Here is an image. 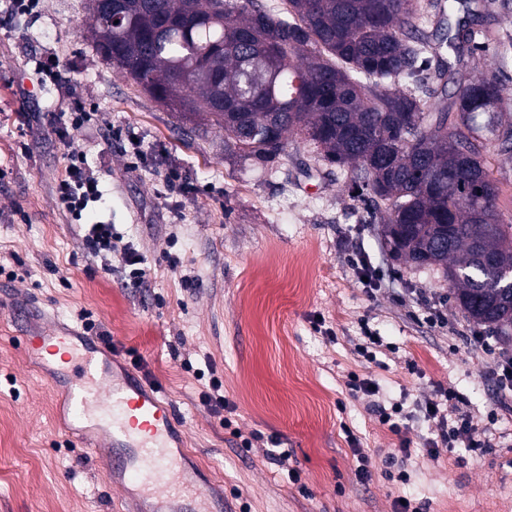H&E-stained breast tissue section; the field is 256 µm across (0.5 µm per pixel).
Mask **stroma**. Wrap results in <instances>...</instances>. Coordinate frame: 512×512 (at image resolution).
<instances>
[{"label":"stroma","mask_w":512,"mask_h":512,"mask_svg":"<svg viewBox=\"0 0 512 512\" xmlns=\"http://www.w3.org/2000/svg\"><path fill=\"white\" fill-rule=\"evenodd\" d=\"M484 3L494 20L478 23L452 69L472 78L493 66L512 121V0ZM87 16L88 0H42L36 17L0 25V512L130 510L105 448L62 431L64 394L22 345L52 324L79 326L83 312L118 360L168 397L186 467L214 480L225 512H395L401 498L419 512H512V397L497 375L512 346L469 320L440 275L389 256L343 170L296 135L261 164L225 149L223 130L193 132L96 54ZM50 58L67 86L38 83L35 67ZM78 103L88 122L60 137L54 115ZM72 150L101 191L78 222L57 199ZM171 169L185 195H167ZM95 222L117 231L106 263L82 246L80 224ZM129 250L143 259V282L125 272ZM359 258L376 290L364 287ZM368 331L383 340L372 359L359 351ZM207 362L236 406L235 428L264 435L249 449L200 401L193 371ZM353 373L403 404L407 482L382 475L399 439L367 399L349 397ZM441 388L486 429L490 449L427 459L437 426L425 404ZM269 435L282 461L267 459ZM361 453L375 465L366 483L355 475Z\"/></svg>","instance_id":"stroma-1"}]
</instances>
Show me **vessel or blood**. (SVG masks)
<instances>
[{
  "instance_id": "obj_1",
  "label": "vessel or blood",
  "mask_w": 512,
  "mask_h": 512,
  "mask_svg": "<svg viewBox=\"0 0 512 512\" xmlns=\"http://www.w3.org/2000/svg\"><path fill=\"white\" fill-rule=\"evenodd\" d=\"M28 355L64 384L66 432L82 446L108 443L122 486L138 488L152 512H212L201 484L188 480L184 450L167 398L156 387L112 370L93 337L57 325L24 336Z\"/></svg>"
}]
</instances>
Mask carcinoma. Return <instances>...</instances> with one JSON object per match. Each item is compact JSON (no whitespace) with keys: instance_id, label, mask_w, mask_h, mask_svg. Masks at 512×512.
<instances>
[{"instance_id":"carcinoma-1","label":"carcinoma","mask_w":512,"mask_h":512,"mask_svg":"<svg viewBox=\"0 0 512 512\" xmlns=\"http://www.w3.org/2000/svg\"><path fill=\"white\" fill-rule=\"evenodd\" d=\"M89 0L97 53L158 103L189 106L241 157L267 163L297 133L347 171L380 214L390 256L432 269L456 306L512 340V224L485 142L512 152L494 73L427 86L451 72L440 50L472 42L479 0H448L438 44L418 0Z\"/></svg>"}]
</instances>
